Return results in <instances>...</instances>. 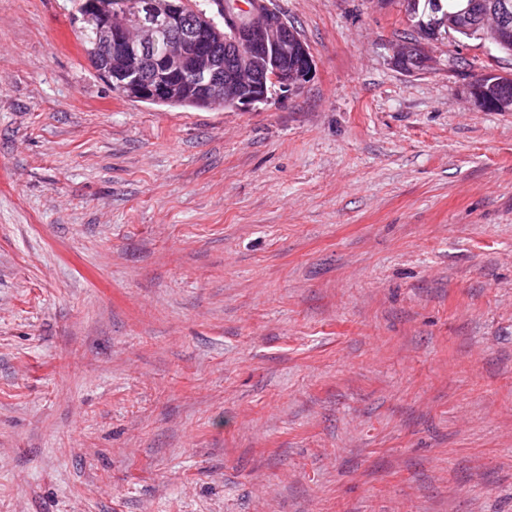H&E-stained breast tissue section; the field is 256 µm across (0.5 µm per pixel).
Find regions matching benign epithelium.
I'll return each instance as SVG.
<instances>
[{
    "mask_svg": "<svg viewBox=\"0 0 512 512\" xmlns=\"http://www.w3.org/2000/svg\"><path fill=\"white\" fill-rule=\"evenodd\" d=\"M81 10L98 21L99 45L109 55L103 76L129 100L249 108L266 101L274 85L302 86L314 69L309 47L274 0H224L215 16L187 0H132L118 20L114 0H83ZM487 13L500 17L495 35L509 30L508 0H479L477 10L469 5L457 20L481 27ZM162 29L177 31L174 43L152 55L148 49ZM411 51L427 63L418 41L398 45L394 64L402 66Z\"/></svg>",
    "mask_w": 512,
    "mask_h": 512,
    "instance_id": "7a95c632",
    "label": "benign epithelium"
}]
</instances>
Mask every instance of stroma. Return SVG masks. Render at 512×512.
I'll list each match as a JSON object with an SVG mask.
<instances>
[{"label": "stroma", "mask_w": 512, "mask_h": 512, "mask_svg": "<svg viewBox=\"0 0 512 512\" xmlns=\"http://www.w3.org/2000/svg\"><path fill=\"white\" fill-rule=\"evenodd\" d=\"M275 2L310 79L196 109L0 0V512H512V57ZM478 83L477 87L474 89L481 96L477 98H473L474 103L478 105H482L483 107H491V108H503L509 103V99H499L494 100L492 104H489L485 99H497L501 95L507 94L510 98H512V77H505L500 75H495L491 73L482 74L476 77L470 84L469 89L475 86V83ZM483 97V98H482Z\"/></svg>", "instance_id": "1"}]
</instances>
